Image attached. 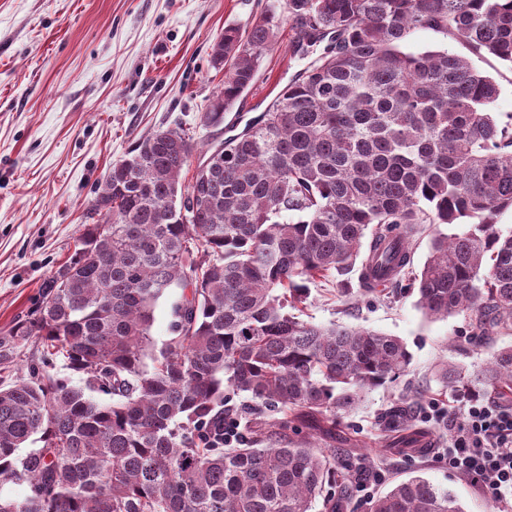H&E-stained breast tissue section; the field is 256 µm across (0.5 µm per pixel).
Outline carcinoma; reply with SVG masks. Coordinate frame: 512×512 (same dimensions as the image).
Here are the masks:
<instances>
[{"instance_id":"cac0c4a2","label":"carcinoma","mask_w":512,"mask_h":512,"mask_svg":"<svg viewBox=\"0 0 512 512\" xmlns=\"http://www.w3.org/2000/svg\"><path fill=\"white\" fill-rule=\"evenodd\" d=\"M283 12L310 61L273 104L187 183L190 132L140 139L101 183L80 248L0 336V371L28 368L0 380V488H28L0 496V512H342L367 467L360 449L336 450L337 420L412 354L397 336L296 310L306 283L332 273L359 269L366 293L398 282L425 224L466 230L433 234L418 308L462 315L487 341L512 332V228L496 223L512 209V124L491 112L501 88L475 63L512 65V0H271L213 44L224 82L205 124L252 86ZM419 30L469 56L405 50ZM174 285L157 351L154 306ZM438 376L456 394L505 400L512 345ZM229 390L257 405L230 403ZM409 418H391L399 446L387 452L415 451ZM228 422L243 433L226 448ZM29 441L41 446L18 453ZM365 505L464 512L419 475Z\"/></svg>"}]
</instances>
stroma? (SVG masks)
I'll return each instance as SVG.
<instances>
[{"instance_id":"35a3bbf8","label":"stroma","mask_w":512,"mask_h":512,"mask_svg":"<svg viewBox=\"0 0 512 512\" xmlns=\"http://www.w3.org/2000/svg\"><path fill=\"white\" fill-rule=\"evenodd\" d=\"M266 0H0V334L35 308L41 285L69 261L100 182L134 142L159 129L190 131L197 150L240 132L305 67L296 38L281 22L254 87L218 126L202 113L223 81L211 47L225 27L246 26ZM410 275L364 293L356 274L309 285L305 314L317 324L361 326L402 338L413 355L408 375L362 397L342 416L336 445L356 443L379 479L352 492L355 512L367 495L420 472L448 489L464 512H512L449 471L442 457L447 423L423 420L431 404L461 413L462 396L444 391L445 361L483 367L487 342L472 336L464 316L427 319ZM410 407L422 450L388 454L386 414Z\"/></svg>"}]
</instances>
